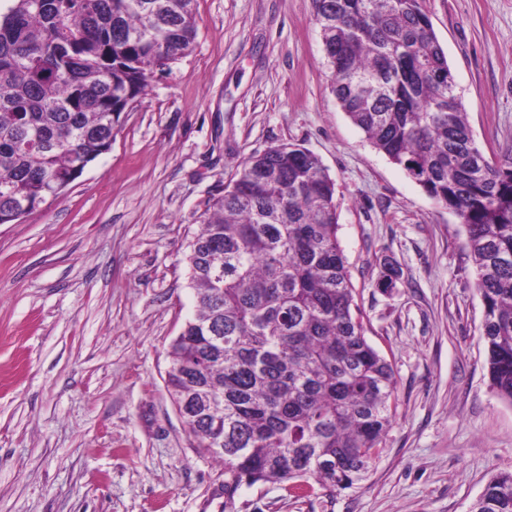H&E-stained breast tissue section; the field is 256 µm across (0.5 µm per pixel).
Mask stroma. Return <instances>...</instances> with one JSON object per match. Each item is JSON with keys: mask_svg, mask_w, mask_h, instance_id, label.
Segmentation results:
<instances>
[{"mask_svg": "<svg viewBox=\"0 0 512 512\" xmlns=\"http://www.w3.org/2000/svg\"><path fill=\"white\" fill-rule=\"evenodd\" d=\"M486 156L512 147V0H424ZM192 50L155 70L112 148L0 224V512H469L512 471L484 307L458 218L340 108L312 0H196ZM281 143L336 183L337 236L394 422L355 490L241 485L190 434L165 378L196 312L188 244L248 156ZM400 272L377 283L384 260Z\"/></svg>", "mask_w": 512, "mask_h": 512, "instance_id": "stroma-1", "label": "stroma"}]
</instances>
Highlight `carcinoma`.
<instances>
[{
	"label": "carcinoma",
	"instance_id": "1",
	"mask_svg": "<svg viewBox=\"0 0 512 512\" xmlns=\"http://www.w3.org/2000/svg\"><path fill=\"white\" fill-rule=\"evenodd\" d=\"M0 8V224L112 147L150 74L191 51L195 0H6ZM343 112L467 231L493 390L512 404V149L478 146L423 0H312ZM248 157L187 256L196 314L167 388L242 483L351 489L392 425L393 369L365 338L337 238L336 185L293 143ZM470 512H512V472Z\"/></svg>",
	"mask_w": 512,
	"mask_h": 512
}]
</instances>
